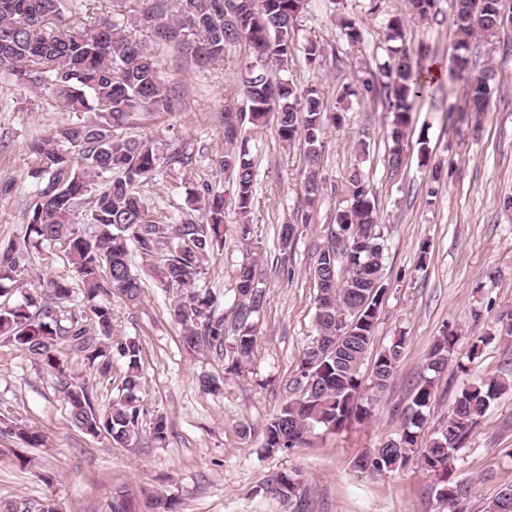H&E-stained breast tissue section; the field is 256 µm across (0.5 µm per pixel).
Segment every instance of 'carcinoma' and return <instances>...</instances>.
<instances>
[{"label":"carcinoma","mask_w":512,"mask_h":512,"mask_svg":"<svg viewBox=\"0 0 512 512\" xmlns=\"http://www.w3.org/2000/svg\"><path fill=\"white\" fill-rule=\"evenodd\" d=\"M62 5L63 0H0V70L20 86L49 91L65 111L80 115L28 145V176L36 189L27 205L23 239L0 244V291H8V285L27 270L33 249L63 248L70 275L40 277L24 303L1 307L0 335L59 375L60 392L80 429L130 447L139 437L142 349L133 338L111 344L112 310L98 302L99 296L111 293L132 303L139 300L142 281L130 268V247L151 262L152 277L175 293L170 312L182 329L184 344L217 352L227 348L232 367H241L257 349L253 317L266 303L248 224L254 200L250 134L261 131L273 113L284 145L304 138L308 145L305 194L312 203L320 190L322 136L328 121L339 125L342 117L337 112L327 115L320 88L310 86L300 96L294 82L272 78L271 67L288 70L295 53L293 25L306 0H177L176 9L170 0H149L143 9L145 17L138 18L137 23L151 31L157 44L189 55L198 66L224 61L228 47L240 42L249 46L255 58V64L241 76L245 104L224 109V150L212 158L216 167L231 176L233 202L243 218L239 235L248 251L235 274V309L229 322L217 312L213 295L197 285L204 264L224 251V192L209 185L188 190L184 218L168 224L136 190L152 181L162 166L188 163V157L176 148L166 154L152 137L126 133L156 113L178 111L180 93L166 79L156 56L129 30L104 15L88 24L77 19L67 28L60 27L56 20ZM435 5L436 0H405L404 12L387 21V38L403 40L406 22L429 19ZM504 21L502 0H457L454 62L458 70L467 69L469 42L479 34L495 35ZM340 25L347 42H362L353 20L342 18ZM187 27L195 30L196 40L185 39ZM381 76L390 89V137L397 145L405 136L414 103L427 87L405 51H397ZM489 94L486 77H472L458 112L484 111ZM342 189L347 205L336 213L337 232L354 245L350 254L354 266L364 268L377 285L383 279L385 244L363 172L350 170ZM299 229L298 224L281 225L280 251L288 253ZM161 249L166 256L157 265L153 258ZM353 274L336 254L335 237H330L312 267L317 287L316 335L300 357L289 395L262 432V447L269 455L296 447L317 428L336 431L352 421L371 419L377 394L396 372L393 362L403 356L406 337L400 335L388 346L374 349L381 301L378 292L353 283ZM74 280L82 288L84 307L93 314L91 330L75 319L61 328L49 303L52 299L66 305L73 296ZM62 333L70 350L89 360L103 376L111 370L110 352L116 349L126 365L121 398L103 410L94 409L87 389L67 377L68 363L55 352L56 338ZM491 340L489 335L472 342L468 363L458 364L461 373L469 372L470 363ZM455 344L454 335L441 336L429 352L427 369L441 373ZM370 360L373 366L365 378L363 370ZM510 390L512 380L495 375L466 383L446 423L420 447L425 410L434 397L433 381L426 378L414 388L402 432L362 456L356 467L382 474L402 469L415 459L437 476V494L451 512H464L459 502L467 486L448 484L452 451L491 404ZM9 431L31 447L41 444L33 428L16 423ZM301 482L296 470L277 475L278 498L292 502ZM489 512H512L511 484L497 494Z\"/></svg>","instance_id":"carcinoma-1"}]
</instances>
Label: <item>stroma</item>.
<instances>
[{
	"label": "stroma",
	"mask_w": 512,
	"mask_h": 512,
	"mask_svg": "<svg viewBox=\"0 0 512 512\" xmlns=\"http://www.w3.org/2000/svg\"><path fill=\"white\" fill-rule=\"evenodd\" d=\"M403 0H307L296 20L298 49L287 75L299 88L320 87L328 111L343 109L341 127H328L321 148L322 189L314 205L304 193L307 149L304 141L283 147L275 127L251 142L256 181L249 215L261 253L258 268L267 301L255 315L258 348L239 371L230 356L191 350L170 316L171 291L146 280L141 299L132 304L117 294L102 297L112 309L115 332L136 339L142 348L141 438L131 447L113 445L72 421L55 372L15 344L0 339V512H40L55 501L61 512H112L125 498L135 512H157L154 503L174 501L175 512H292L270 490L278 473L296 469L303 481L297 495L305 512H447L436 496V481L416 463L386 474L355 471L359 455L402 431L414 387L427 377L428 353L445 329L457 335L446 369L435 378V398L422 437H429L447 416L462 386L457 364L466 360L474 338L512 314V26L472 42V72H485L491 98L480 115L479 130L459 126L448 106L461 97L465 81L451 64L457 35L454 0H437L436 14L409 24L403 45L409 53L429 47L425 65L440 61L444 76L434 101L413 107L401 145L387 136L392 121L386 90L378 75L397 46L386 39L387 18ZM355 20L363 40L350 45L340 18ZM133 36L159 57L165 76L183 94L179 111L156 115L146 128L160 142L178 147L186 166L161 169L139 186L147 206L178 216L185 190L203 184L224 186L226 176L212 156L224 147L217 115L225 102L242 100L241 75L253 60L248 48H230L222 64L201 69L170 48L156 46L149 30ZM318 42L323 57L309 64L302 51ZM373 92H365L364 80ZM51 94L24 89L0 72V242L23 238L25 211L35 189L27 175L28 145L71 121ZM399 164H392V155ZM442 178L432 183L433 167ZM360 168L387 245L386 288L374 345L406 336L394 378L380 393L375 416L331 432L315 429L307 444L276 455L261 449L262 430L280 407L297 373L299 358L315 334L311 269L317 251L336 229V212L345 205L340 184ZM309 222L280 260L278 231L301 216ZM241 216L224 207L227 242L221 256L205 266L201 284L215 295L221 312L234 309L235 279L246 250L236 237ZM69 266L62 250L32 253L22 282L0 295V304L24 300L38 275L63 276ZM78 384L103 408L120 394L126 366L116 360L101 376L82 357L58 341ZM223 377L224 391H202L203 374ZM164 414L168 438H152L153 421ZM22 422L40 432L32 448L5 430ZM451 482H463L465 512H487L490 502L512 484V393L494 403L450 460Z\"/></svg>",
	"instance_id": "obj_1"
}]
</instances>
